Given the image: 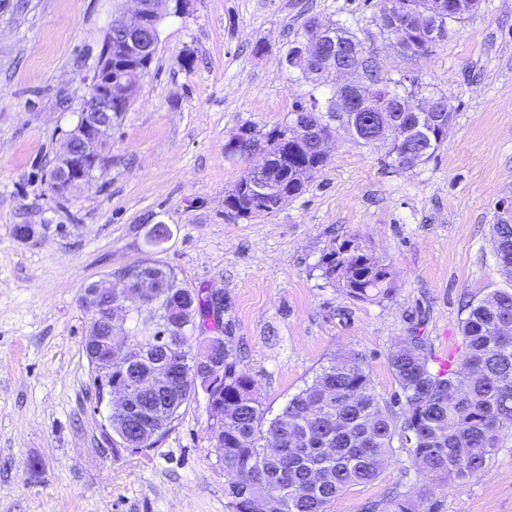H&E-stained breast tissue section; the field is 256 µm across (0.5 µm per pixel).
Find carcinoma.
<instances>
[{"label":"carcinoma","mask_w":512,"mask_h":512,"mask_svg":"<svg viewBox=\"0 0 512 512\" xmlns=\"http://www.w3.org/2000/svg\"><path fill=\"white\" fill-rule=\"evenodd\" d=\"M328 30L331 37L303 55L301 41L288 46V69L299 78L319 84L322 57L345 45L375 40L369 32L361 37L336 24ZM108 47L112 62L131 66V77L141 80L148 74L153 57L133 59L124 44L106 38L102 48ZM432 47L417 33L402 53L417 59ZM356 76L364 86L396 95L404 84L389 77L375 55L359 63ZM378 116L389 127H411L416 121L414 113L398 110ZM340 118L332 89L322 102L313 98L298 104L291 121L265 133L241 127L225 144L226 153L247 158L263 151L267 162L262 180L273 192L255 193L256 176L250 171L226 196L227 212L250 217L281 210L327 165L328 159L318 152L319 136L332 133L333 123ZM301 119L312 132L298 130ZM453 120V114H448L447 123L428 139L411 137L410 155L394 163L410 168L429 160L447 139ZM491 244L509 280L506 286L466 302L459 324L460 362L434 368L427 337L410 331L388 358L397 385L388 402L376 393L358 355L348 352L333 359L288 400L276 418L265 422L256 384L239 369L231 337L210 338V356L222 357L224 363L198 378L196 333L222 332L224 326H210L211 304L204 291L184 285L171 268L151 259L89 284L100 289L105 299L131 289V278L139 275L153 278L160 287L157 297L127 313L133 321L132 362L126 366L115 360L109 371L91 365L93 386L97 391L109 383L133 387L140 374L151 369L158 376L152 414L169 424L196 386H201L216 418L211 445L222 449L218 456L224 470L234 475L225 487L232 512H252L250 506L256 501L265 505L266 512H326L327 505L347 489L377 479L397 445L408 449L418 472L438 484L462 487L484 469L505 439L512 438V218L501 217L491 225ZM321 269L326 279L355 301L384 299L393 290L390 267L376 260L356 236L331 244L322 256ZM169 361L181 365L183 382L167 381ZM274 439L281 448L270 453L267 443ZM390 512L434 509L425 507L421 493H398Z\"/></svg>","instance_id":"1"}]
</instances>
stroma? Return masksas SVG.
<instances>
[{"mask_svg":"<svg viewBox=\"0 0 512 512\" xmlns=\"http://www.w3.org/2000/svg\"><path fill=\"white\" fill-rule=\"evenodd\" d=\"M125 0H0V512H230L211 447L205 393L150 448L113 447L84 352L91 282L150 258L194 289L224 292L223 322L267 417L355 352L377 394L395 384L388 357L411 330L437 359L461 352L465 297L503 285L490 245L512 205V0H480L418 60L377 41L391 78L445 97L448 138L401 168L338 130L329 161L278 212L227 216L224 198L251 162L228 156L244 126L267 131L324 88L282 66L309 19L378 32L376 0H191L167 8L135 102L114 128L107 169L71 198L50 172L77 122L108 25ZM263 52H256V45ZM192 54L193 68L179 63ZM172 235L146 241L156 223ZM33 229L17 238L16 225ZM360 237L389 265L388 298H346L322 275L335 242ZM40 460L31 470V460ZM425 492L435 512H512V440L464 487L438 486L397 449L376 480L326 512H389L394 491Z\"/></svg>","mask_w":512,"mask_h":512,"instance_id":"35a3bbf8","label":"stroma"}]
</instances>
